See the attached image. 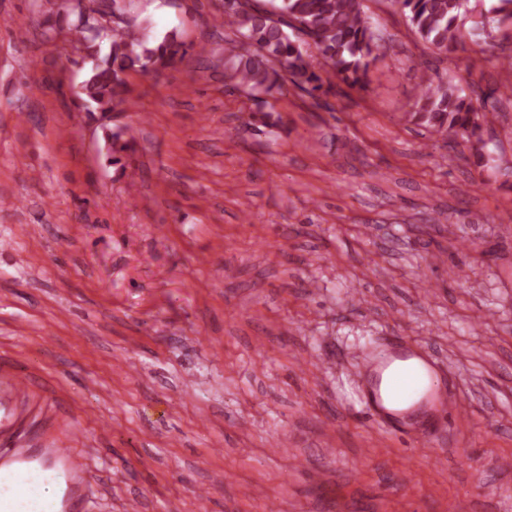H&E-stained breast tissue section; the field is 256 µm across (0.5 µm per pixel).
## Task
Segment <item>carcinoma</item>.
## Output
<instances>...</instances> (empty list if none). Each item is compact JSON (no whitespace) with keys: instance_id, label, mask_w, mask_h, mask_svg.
<instances>
[{"instance_id":"carcinoma-1","label":"carcinoma","mask_w":512,"mask_h":512,"mask_svg":"<svg viewBox=\"0 0 512 512\" xmlns=\"http://www.w3.org/2000/svg\"><path fill=\"white\" fill-rule=\"evenodd\" d=\"M67 18L46 19L47 31H66L73 50L95 60L85 69L77 92L90 112H125L131 105L132 73L146 75L167 67L188 46L174 31L155 37L146 22L122 19L104 39L95 35L99 0H69ZM416 35L438 54L463 43L459 24L470 0H394ZM491 13L479 12L471 36L490 37L497 15L512 18V0H499ZM224 86L247 93L266 105L290 84L314 99L334 90L322 73H333L350 88L366 89V77L379 50L376 29L364 0H224ZM295 35H290V32ZM413 118L438 134L478 135L488 113L477 112L472 98L448 82L427 77ZM112 164L122 161L134 137L129 130L111 133Z\"/></svg>"}]
</instances>
